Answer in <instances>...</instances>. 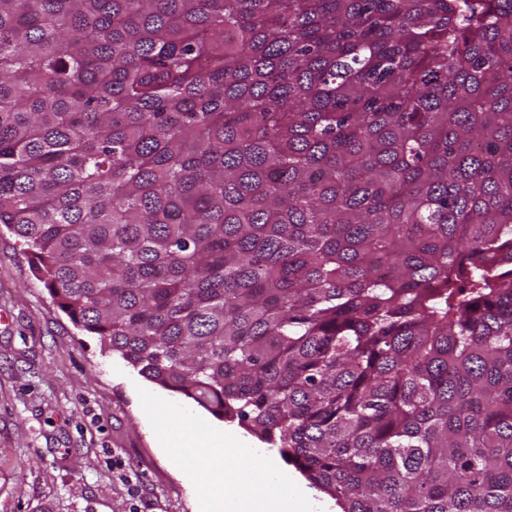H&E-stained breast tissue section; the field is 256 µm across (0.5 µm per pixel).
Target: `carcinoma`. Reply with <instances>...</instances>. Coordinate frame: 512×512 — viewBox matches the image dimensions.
Returning a JSON list of instances; mask_svg holds the SVG:
<instances>
[{
    "label": "carcinoma",
    "instance_id": "cac0c4a2",
    "mask_svg": "<svg viewBox=\"0 0 512 512\" xmlns=\"http://www.w3.org/2000/svg\"><path fill=\"white\" fill-rule=\"evenodd\" d=\"M0 226L342 512H512V0H0Z\"/></svg>",
    "mask_w": 512,
    "mask_h": 512
}]
</instances>
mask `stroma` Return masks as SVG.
<instances>
[{
  "label": "stroma",
  "mask_w": 512,
  "mask_h": 512,
  "mask_svg": "<svg viewBox=\"0 0 512 512\" xmlns=\"http://www.w3.org/2000/svg\"><path fill=\"white\" fill-rule=\"evenodd\" d=\"M142 388L201 411L75 326L0 228V512H195Z\"/></svg>",
  "instance_id": "1"
}]
</instances>
